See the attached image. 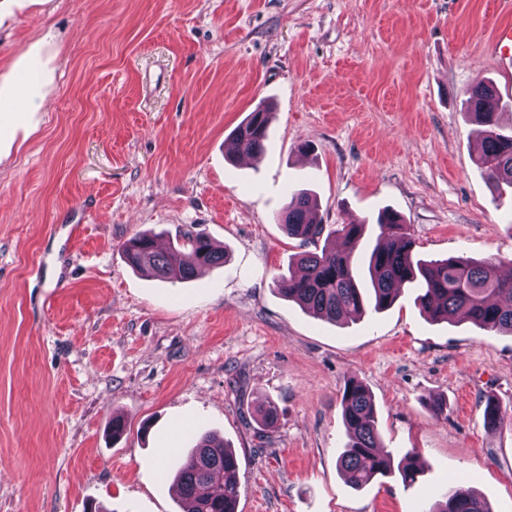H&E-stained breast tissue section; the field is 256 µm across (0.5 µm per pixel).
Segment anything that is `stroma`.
<instances>
[{"label":"stroma","instance_id":"1","mask_svg":"<svg viewBox=\"0 0 512 512\" xmlns=\"http://www.w3.org/2000/svg\"><path fill=\"white\" fill-rule=\"evenodd\" d=\"M509 24L495 0H0V512H181L153 471L187 415L171 464L217 432L237 512H422L459 478L512 512V426H483L487 397L512 409V336L429 321L410 287L333 325L273 285L304 249L278 220L299 189L327 228L390 209L424 257L512 260L462 109L489 81L512 122V58L488 49ZM263 102L264 155L231 158ZM140 232L228 258L161 281L124 260ZM351 378L393 458L427 460L415 484L348 486Z\"/></svg>","mask_w":512,"mask_h":512}]
</instances>
